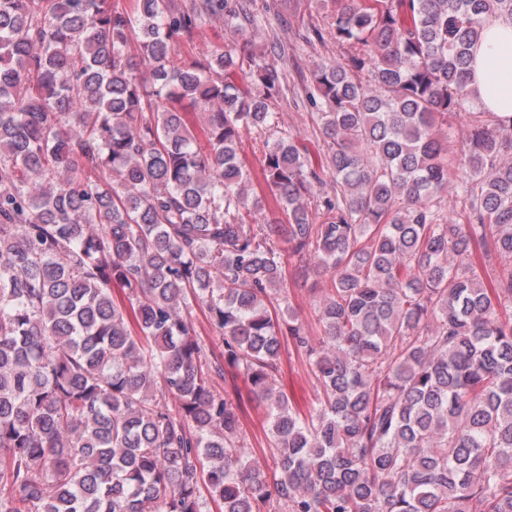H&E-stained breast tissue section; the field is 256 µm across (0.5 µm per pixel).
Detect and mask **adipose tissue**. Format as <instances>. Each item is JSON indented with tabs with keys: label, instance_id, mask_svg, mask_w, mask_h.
I'll return each mask as SVG.
<instances>
[{
	"label": "adipose tissue",
	"instance_id": "ef3b65f1",
	"mask_svg": "<svg viewBox=\"0 0 512 512\" xmlns=\"http://www.w3.org/2000/svg\"><path fill=\"white\" fill-rule=\"evenodd\" d=\"M467 89L481 108L512 119V19H486Z\"/></svg>",
	"mask_w": 512,
	"mask_h": 512
}]
</instances>
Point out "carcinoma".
<instances>
[{"instance_id":"obj_1","label":"carcinoma","mask_w":512,"mask_h":512,"mask_svg":"<svg viewBox=\"0 0 512 512\" xmlns=\"http://www.w3.org/2000/svg\"><path fill=\"white\" fill-rule=\"evenodd\" d=\"M220 16L232 41L178 53ZM502 16L340 0L349 51L304 87L314 161L243 0H0V512H512V123L487 112L448 155ZM252 131L282 213L262 223ZM289 263L329 274L317 342L277 317ZM285 345L307 419L274 385ZM226 366L267 409L271 483ZM262 143L254 133H245L239 148V155L246 169L251 174L252 189L266 198V210L264 213L257 214V221H264L265 217L282 216L276 208L275 202L264 185L260 177V167L262 159ZM266 215V216H265ZM192 322L196 331V335L204 340L205 343L214 350L216 355L219 356V352L224 349V343L221 337L216 336L212 331L206 314L202 308H195L192 313ZM277 386L302 414L312 409L317 395V381L305 358L293 347H283L279 371L275 374Z\"/></svg>"}]
</instances>
